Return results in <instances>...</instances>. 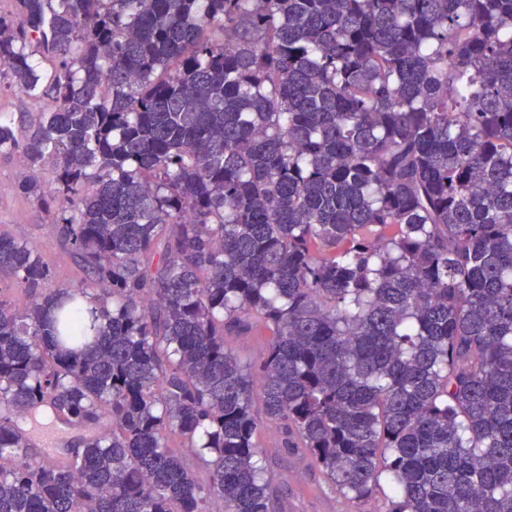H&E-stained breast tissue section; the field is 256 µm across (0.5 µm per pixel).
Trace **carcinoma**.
Listing matches in <instances>:
<instances>
[{
  "label": "carcinoma",
  "mask_w": 512,
  "mask_h": 512,
  "mask_svg": "<svg viewBox=\"0 0 512 512\" xmlns=\"http://www.w3.org/2000/svg\"><path fill=\"white\" fill-rule=\"evenodd\" d=\"M4 73L88 279L0 231V512H283L262 417L350 501L512 512V0H15ZM270 335L268 331L257 330L253 336H233L231 344L236 353L246 359L255 348L270 343L273 339V336ZM32 422L33 420L27 421L26 427L33 431L35 448L41 453L55 452L67 443L76 442L81 435L85 434L84 429L53 427H44L36 434Z\"/></svg>",
  "instance_id": "obj_1"
}]
</instances>
